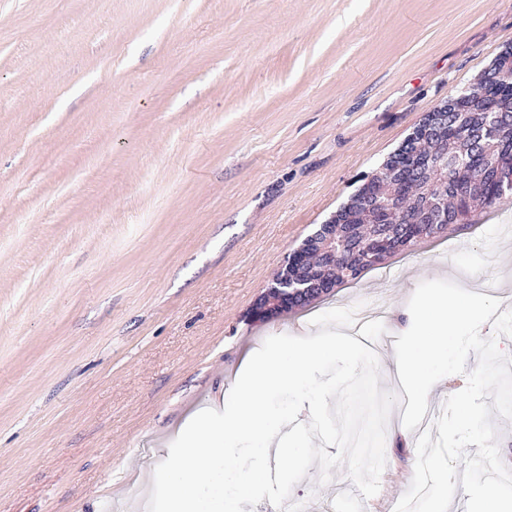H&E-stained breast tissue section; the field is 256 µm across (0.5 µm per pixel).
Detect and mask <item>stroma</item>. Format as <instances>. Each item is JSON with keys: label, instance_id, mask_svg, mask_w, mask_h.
I'll return each instance as SVG.
<instances>
[{"label": "stroma", "instance_id": "1", "mask_svg": "<svg viewBox=\"0 0 512 512\" xmlns=\"http://www.w3.org/2000/svg\"><path fill=\"white\" fill-rule=\"evenodd\" d=\"M512 46V0H0V512H137L185 418L314 316L394 323L465 269L512 309V196L481 224L258 320L256 301L438 103ZM395 404L377 495L318 466L304 512H394L416 463Z\"/></svg>", "mask_w": 512, "mask_h": 512}]
</instances>
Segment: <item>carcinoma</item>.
Segmentation results:
<instances>
[{
    "label": "carcinoma",
    "mask_w": 512,
    "mask_h": 512,
    "mask_svg": "<svg viewBox=\"0 0 512 512\" xmlns=\"http://www.w3.org/2000/svg\"><path fill=\"white\" fill-rule=\"evenodd\" d=\"M495 73L512 80V58L498 55L487 74L480 75L461 91L467 108L450 114L449 119L456 127L453 136L444 131L427 138L420 147L429 166L415 178V193L410 199L421 212L444 218L443 223L434 225V230L426 234L428 238L445 233L461 222L478 223V214L495 207L512 185V97L500 98L495 114L485 111L488 77ZM445 155L457 162V167L448 171L444 182L436 165ZM398 177L392 170L379 172L383 213H378L371 203L363 202L357 193L346 203L351 219L336 225L339 258L335 267L326 266L318 248L308 250L307 266L324 270L328 282L318 285L305 275H299L302 286L295 301L274 307L265 318L303 307L376 266L373 255L366 252L370 240L388 242L391 255L422 241L411 225L401 222L398 204L392 195Z\"/></svg>",
    "instance_id": "obj_1"
}]
</instances>
